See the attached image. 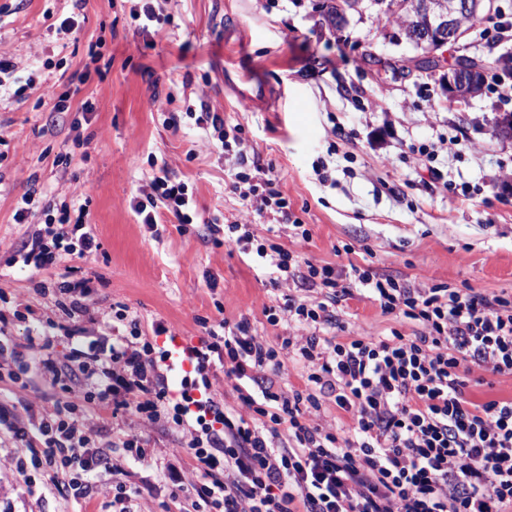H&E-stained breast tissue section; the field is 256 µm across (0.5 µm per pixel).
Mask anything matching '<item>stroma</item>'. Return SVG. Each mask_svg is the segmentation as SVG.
Here are the masks:
<instances>
[{
	"label": "stroma",
	"instance_id": "obj_1",
	"mask_svg": "<svg viewBox=\"0 0 512 512\" xmlns=\"http://www.w3.org/2000/svg\"><path fill=\"white\" fill-rule=\"evenodd\" d=\"M324 2L162 0L174 23L148 41L128 23V0H88L76 40L63 46L48 34L44 11H67L66 0H0V54L15 58L23 74L37 64L33 75L45 101L39 108L31 100H0V136L8 142L0 162V290L36 314L52 313L34 289L35 276L17 260L33 227L12 221L35 172L56 201L90 198L102 250L71 265L93 277L95 299L127 304L144 327L161 320L194 342L202 334L198 317L234 323L244 316L273 344L284 330L267 323L263 306L286 294L315 298L299 283H275L252 256L213 242L208 219L247 224L258 235L267 220L231 191L223 155L192 120L177 131L164 127L159 109L179 82L187 98L207 101L240 128L247 153L272 166L294 217L311 232L309 241L293 244L302 257L340 270L368 267L383 278L424 275L434 284L512 295V139L497 132L498 119L512 113V100L500 96L512 75L488 65L482 93L449 106L441 71L417 67V50L392 40L396 22L368 9L348 14L338 30L324 22ZM233 24L249 36L238 50L224 46ZM97 39L112 64L72 95L73 108L88 97L96 104L78 129L73 109L48 108L67 74L89 65L87 45ZM247 59L253 78L275 91L268 111H251L224 86L225 72H238ZM337 126L344 136H333ZM79 134L88 142L77 148ZM431 143L440 147L438 181L422 171L417 153ZM60 153L70 154L68 165L52 164ZM153 156L192 187L201 223L183 230L167 217L154 231L140 223L130 198L147 189ZM320 159L329 166L326 183L313 175ZM337 314L347 334L390 333L389 316L366 296L341 303ZM136 431L156 453L129 468L131 483L155 478L158 466L181 451L179 433L140 428L132 417L107 420L101 441ZM12 452L10 441L0 442V512H106L102 493L88 504L28 493L3 464Z\"/></svg>",
	"mask_w": 512,
	"mask_h": 512
}]
</instances>
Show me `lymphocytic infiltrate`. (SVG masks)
<instances>
[{
  "label": "lymphocytic infiltrate",
  "instance_id": "f902f5d3",
  "mask_svg": "<svg viewBox=\"0 0 512 512\" xmlns=\"http://www.w3.org/2000/svg\"><path fill=\"white\" fill-rule=\"evenodd\" d=\"M166 101L165 126L176 131L182 117L194 118L222 151L232 192L269 220L263 236L246 224L224 228L212 221L211 236L254 255L280 278L304 269V282L325 297L308 304L287 295L264 306L270 325L289 329L273 345L249 319L231 325L200 318L205 334L183 348L188 367L175 387L168 382V351L158 344L168 327L159 321L144 330L121 302L96 311L90 278L38 284L72 324L60 361L16 360L8 325L18 309L0 301V377L23 390L37 373L54 390L36 417L28 407L0 403V435L15 448L27 490L85 499L109 472L112 512H145L143 489L120 479L126 463L151 456L143 437L127 434L105 448L95 443L107 416L120 415L181 434L193 466L166 463L159 480L183 512H512V399L476 402L466 393L474 375H512V297L401 283L358 266L342 281L335 265L315 264L281 242L277 229L292 219L288 198L271 169L249 162L236 128L204 100L182 111L174 109V96ZM149 187L131 198L148 228H157L164 212L179 224L197 223L194 193L167 163ZM38 216L41 228L19 251L23 266L43 274L100 251L88 203L54 209L32 187L12 219L25 224ZM357 286L392 316L389 335H339L336 308ZM289 362L298 366L302 387L274 385ZM222 377L238 381L241 411L225 409L216 390ZM326 397L350 414L351 429L313 420Z\"/></svg>",
  "mask_w": 512,
  "mask_h": 512
}]
</instances>
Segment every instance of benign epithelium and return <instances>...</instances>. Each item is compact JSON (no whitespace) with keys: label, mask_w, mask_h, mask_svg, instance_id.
Listing matches in <instances>:
<instances>
[{"label":"benign epithelium","mask_w":512,"mask_h":512,"mask_svg":"<svg viewBox=\"0 0 512 512\" xmlns=\"http://www.w3.org/2000/svg\"><path fill=\"white\" fill-rule=\"evenodd\" d=\"M496 9V0H424L421 17L406 39L424 50L421 59L432 66L440 62L438 50H452L456 63L443 78L448 96L467 102L483 90V70L468 39L471 29L461 19L489 17Z\"/></svg>","instance_id":"1"}]
</instances>
